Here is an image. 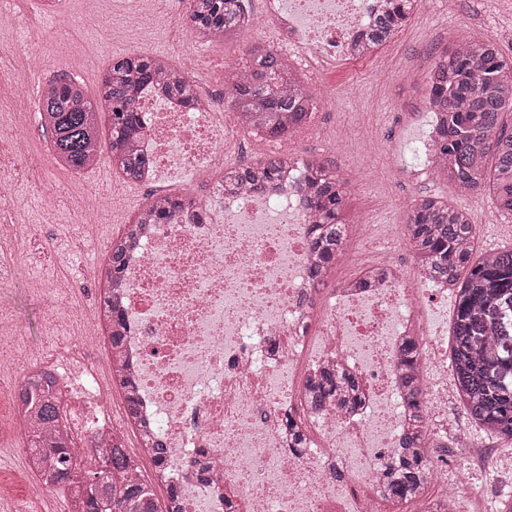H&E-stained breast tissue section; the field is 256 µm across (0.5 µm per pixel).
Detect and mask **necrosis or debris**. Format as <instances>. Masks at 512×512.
<instances>
[{
    "mask_svg": "<svg viewBox=\"0 0 512 512\" xmlns=\"http://www.w3.org/2000/svg\"><path fill=\"white\" fill-rule=\"evenodd\" d=\"M388 0H266L261 24L304 87L321 82V63L350 62L363 51L360 29ZM24 80L0 78V98L18 111L33 107L23 91L46 61L36 47L14 48ZM138 147L149 160L144 183L164 196L169 186L206 188L198 209L175 212L139 231L115 296L125 327V367L138 389L137 417L155 427L167 449L163 483L179 491V512H485L471 487L473 466L455 475L432 469L421 498L387 496L383 464L406 431L400 350L415 340V372L433 458L446 452L448 324L429 325L426 303L448 289L395 263L356 261L377 271L372 287L330 274L315 283L309 230L313 211L302 168L263 193L224 191L227 140L258 137L268 153L300 155L320 139L317 112L277 135L224 121V100L198 84L192 106L159 86L136 99ZM340 366L360 383L358 404L318 415L306 409V380ZM50 373L72 415L73 446L138 448L123 429L112 393V349L100 321L33 364ZM293 418L296 434L285 430Z\"/></svg>",
    "mask_w": 512,
    "mask_h": 512,
    "instance_id": "4bbe7bcc",
    "label": "necrosis or debris"
}]
</instances>
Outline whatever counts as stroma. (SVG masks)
I'll list each match as a JSON object with an SVG mask.
<instances>
[{
    "label": "stroma",
    "mask_w": 512,
    "mask_h": 512,
    "mask_svg": "<svg viewBox=\"0 0 512 512\" xmlns=\"http://www.w3.org/2000/svg\"><path fill=\"white\" fill-rule=\"evenodd\" d=\"M74 25L65 32L55 29L47 15L26 20L21 29L0 28V52L12 46L30 43L42 49L48 59L39 83L67 74L70 57L85 56L87 66L82 83L89 95H96L102 73L112 60L124 57L126 49L108 39L112 27L111 11L88 18L86 0H72ZM462 37L495 41L504 54L512 56V0H420L407 24L386 43L381 55L338 66H324V78L317 95L324 101L320 121L327 132L352 129L360 115H367L376 130L382 149L368 156L366 144L350 137L346 150L334 153L325 143L312 142L304 155L328 163L346 181L345 212L354 224H400L415 199L439 196L449 204L466 208L479 227L477 252H484L489 242L512 247V217L497 211L489 192L461 195L438 175L400 180L390 167L393 157H415L413 133L416 128V103L428 94L429 75L435 61ZM264 35L255 30L239 37L208 45L211 63L206 81L216 91H223V71L239 67L250 58L253 46L263 43ZM26 125L27 154L17 159L11 148L0 151V168L15 172L16 182L8 186L9 206L22 236L15 250L17 274L0 296L9 301L24 327L29 358L46 356L54 345L47 333L52 318L62 306L46 283L58 275L79 274L80 251L75 242V226L81 223V202L94 188H105L119 196H130L131 203L115 214L111 223L89 225L88 236L111 244L134 219L151 192L145 185H131L109 168L94 172H76L60 165L53 157L50 135L40 124L38 113L20 117L10 107H0V131L18 123ZM54 190L60 201L55 214L44 213L39 202L41 190ZM58 242L51 265L41 274H33L27 261L31 249L42 237ZM448 456L456 458L463 449H476L479 457L491 456L505 461L499 470L479 469L478 483L491 502H498L502 486H512V444L487 437L472 428L463 407L449 402ZM23 454L0 458V496L16 505L30 506L37 512L38 502L31 498L35 487Z\"/></svg>",
    "instance_id": "stroma-1"
}]
</instances>
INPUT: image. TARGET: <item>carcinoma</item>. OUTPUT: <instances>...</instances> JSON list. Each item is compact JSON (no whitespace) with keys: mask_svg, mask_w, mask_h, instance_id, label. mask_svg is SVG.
I'll use <instances>...</instances> for the list:
<instances>
[{"mask_svg":"<svg viewBox=\"0 0 512 512\" xmlns=\"http://www.w3.org/2000/svg\"><path fill=\"white\" fill-rule=\"evenodd\" d=\"M246 0H190L194 31L209 42L245 32L241 16ZM418 0H390L387 11L361 33V40L377 47L409 21ZM286 64L269 48L251 52L246 65L227 76V100L244 120L259 118L273 134L289 122L305 119L309 94L300 83L285 76ZM148 83L161 86L176 99H194V82L152 56H127L106 69L99 97L70 77L45 83L37 104L41 126L50 132L54 159L79 171L93 161L104 146L112 171L139 180L144 156L135 148L140 121L134 104ZM428 103L441 115L436 142L437 172L464 192L485 188L493 192L499 212L512 215V129L504 114L512 112V57H505L489 39H461L454 50L441 56L430 74ZM111 114L108 141L100 140L99 115ZM291 161L267 155L224 173V191L260 190L279 179ZM306 190L315 211L310 248L317 257L312 276L319 279L334 266L346 242L344 215L346 182L325 163L300 162ZM185 199L150 198L112 242L109 260L100 271L103 315L112 330V353L121 355V313L110 291L123 276L127 250L143 225V216L165 224L183 208ZM407 241L418 267L435 281L455 285L456 309L449 331L450 361L458 397L475 425L496 439L512 441V323L496 322L497 306L512 308V249L474 259L477 225L467 211L440 197H423L408 208ZM417 345L406 344L403 362L409 402L417 411L411 430L386 478L391 498L408 501L423 485L431 467L423 451L426 425L419 414L422 394L415 386L412 365ZM131 416H136L134 385L112 371ZM54 381L45 374L29 377L22 390V420L32 429L26 439L27 454L47 488L64 490L72 512H160L154 492L136 479L137 460L118 448L98 450L99 466L84 471L74 453L54 393ZM308 409L318 412L334 404L345 406L356 394L354 378L336 370L323 371L307 382ZM151 462L165 463L166 447L154 432H141Z\"/></svg>","mask_w":512,"mask_h":512,"instance_id":"1","label":"carcinoma"}]
</instances>
